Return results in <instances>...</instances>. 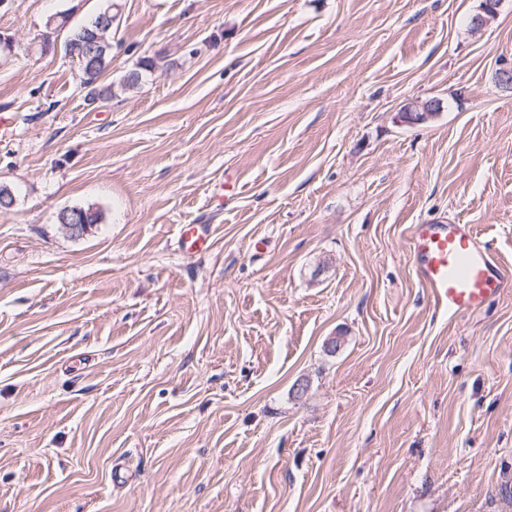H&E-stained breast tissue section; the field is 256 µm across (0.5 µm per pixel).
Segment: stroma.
<instances>
[{
  "label": "stroma",
  "instance_id": "35a3bbf8",
  "mask_svg": "<svg viewBox=\"0 0 512 512\" xmlns=\"http://www.w3.org/2000/svg\"><path fill=\"white\" fill-rule=\"evenodd\" d=\"M479 3L0 0V512H512V281L451 314L410 253L470 224L512 268ZM109 4L100 105L64 43ZM69 210V216L73 217L77 223L79 224H68L67 220H62V224L65 229L73 235H78L79 233H83L88 224H98L102 219V213L99 209H96L92 206L79 207V208H71ZM181 239L187 251L199 253L210 247V238L205 224H185Z\"/></svg>",
  "mask_w": 512,
  "mask_h": 512
}]
</instances>
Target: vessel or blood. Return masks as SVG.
Here are the masks:
<instances>
[{
	"instance_id": "b4317fda",
	"label": "vessel or blood",
	"mask_w": 512,
	"mask_h": 512,
	"mask_svg": "<svg viewBox=\"0 0 512 512\" xmlns=\"http://www.w3.org/2000/svg\"><path fill=\"white\" fill-rule=\"evenodd\" d=\"M411 254L417 277L435 302L454 314L482 308L498 295L507 272L469 224H416ZM181 239L187 251L210 246L206 225H184Z\"/></svg>"
}]
</instances>
